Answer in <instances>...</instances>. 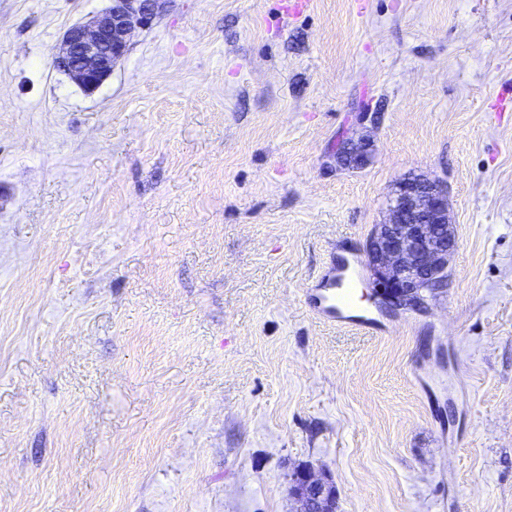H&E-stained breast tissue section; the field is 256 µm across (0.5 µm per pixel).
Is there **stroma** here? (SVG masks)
Wrapping results in <instances>:
<instances>
[{"label": "stroma", "instance_id": "35a3bbf8", "mask_svg": "<svg viewBox=\"0 0 512 512\" xmlns=\"http://www.w3.org/2000/svg\"><path fill=\"white\" fill-rule=\"evenodd\" d=\"M290 2L166 0L87 92L107 0H0V512H512V0ZM411 174L458 250L390 313ZM343 259L378 329L306 303ZM100 16L70 27L53 58L63 72L85 91L98 89L128 53L137 28L151 24L161 0H111ZM371 151L370 140L361 139L356 143L343 140L336 150V160L346 168L361 169L369 161ZM457 247L448 186L423 174L397 185L387 217L374 225L365 246L383 304L393 310L422 311L426 293L447 285ZM290 494L299 503L297 512L338 511L334 486L328 479L316 475L310 466H304L295 473Z\"/></svg>", "mask_w": 512, "mask_h": 512}]
</instances>
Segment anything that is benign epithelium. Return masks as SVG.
Returning a JSON list of instances; mask_svg holds the SVG:
<instances>
[{"instance_id": "benign-epithelium-1", "label": "benign epithelium", "mask_w": 512, "mask_h": 512, "mask_svg": "<svg viewBox=\"0 0 512 512\" xmlns=\"http://www.w3.org/2000/svg\"><path fill=\"white\" fill-rule=\"evenodd\" d=\"M100 16L70 27L62 36L53 66L88 92L98 89L128 53L136 29L151 24L161 0H111ZM372 144L342 141L336 160L361 169ZM458 247L450 219L448 186L422 176L396 187L385 220L374 225L365 253L384 305L393 310L421 311L426 293L448 282V265ZM297 512H338L332 483L310 466L299 469L290 489Z\"/></svg>"}]
</instances>
